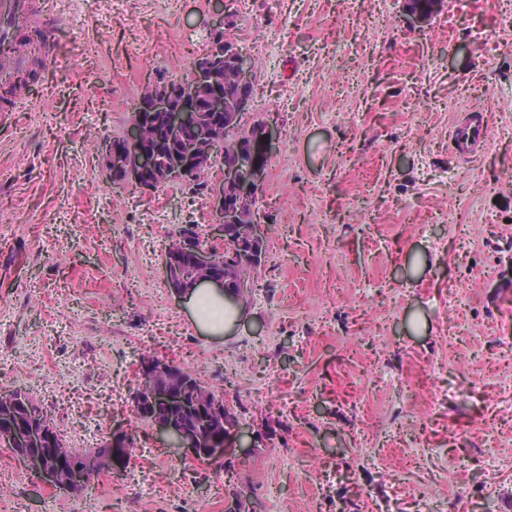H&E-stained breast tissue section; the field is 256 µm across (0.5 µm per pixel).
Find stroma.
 Returning <instances> with one entry per match:
<instances>
[{
    "label": "stroma",
    "instance_id": "stroma-1",
    "mask_svg": "<svg viewBox=\"0 0 512 512\" xmlns=\"http://www.w3.org/2000/svg\"><path fill=\"white\" fill-rule=\"evenodd\" d=\"M56 60L0 106V390L69 447L123 425L121 478L44 484L0 444V512H512V0H54ZM280 125L242 316L199 330L167 286L206 195L118 189L102 144L209 25ZM483 113L478 153L451 148ZM150 354L218 386L245 432L201 467L137 419Z\"/></svg>",
    "mask_w": 512,
    "mask_h": 512
}]
</instances>
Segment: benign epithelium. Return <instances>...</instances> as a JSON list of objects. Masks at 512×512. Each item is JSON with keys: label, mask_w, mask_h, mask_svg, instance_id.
<instances>
[{"label": "benign epithelium", "mask_w": 512, "mask_h": 512, "mask_svg": "<svg viewBox=\"0 0 512 512\" xmlns=\"http://www.w3.org/2000/svg\"><path fill=\"white\" fill-rule=\"evenodd\" d=\"M207 48L196 58L189 75L183 79L171 80L147 87L142 97L147 107L164 118L162 132L171 148H179V139L185 129L195 127L201 112L224 111V82L219 68L224 54V18L218 16L212 21ZM235 68L237 80L244 87L251 85L252 63L243 54L236 55ZM263 148L271 154L279 143L278 126L265 122L260 127ZM121 148L112 149V142L103 144L104 159L108 179L121 180L136 185L143 191L158 187L156 173L160 167L156 154L146 148L147 133L144 120L135 114L119 136ZM218 158V145L212 135L200 140L191 151H180L175 167L168 171L171 183L180 182L190 171L202 167L212 170ZM263 181V170L244 150H238L236 160L221 167L217 174L216 186L209 194V207L212 222L208 236L215 241L229 242L224 225L232 223L239 211L254 203L255 186ZM231 184L235 198L224 197V184ZM236 251L224 257L223 268H218L212 255V248L201 244L192 255L195 271L192 287H184L183 277L176 275L168 279L171 293L185 296L191 288L209 284L218 290H224V278L233 266ZM141 375L150 381V387L136 393L133 399L135 415L143 414L146 407L158 408L167 404H178L183 400L184 390L189 385L185 372L164 360L146 362L140 367ZM203 423L212 428L203 431L197 426L175 422L163 417L159 412H149L151 424L160 435L173 444L188 449L195 461L209 462L224 456L228 440L222 434L221 424L233 419L230 407L224 398L198 406ZM0 443L10 448L21 449L20 459L27 471L43 483L60 490L69 491L78 485L83 474L81 461L84 455H93L100 459L101 471L112 473V477L123 476L128 449L134 447L131 434L124 428L114 429L107 436V451L91 448L78 454L68 448L58 429L43 424H27L22 420L0 425Z\"/></svg>", "instance_id": "benign-epithelium-1"}]
</instances>
